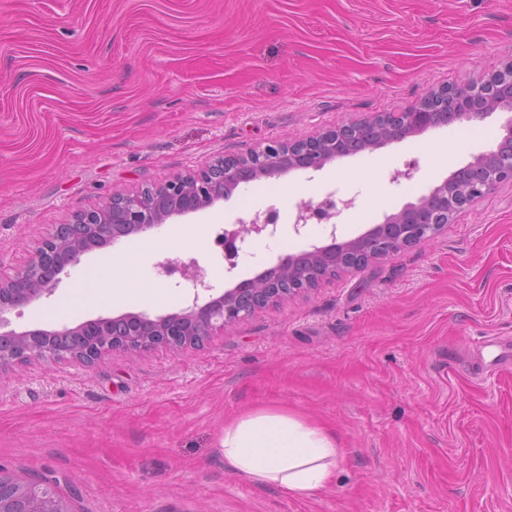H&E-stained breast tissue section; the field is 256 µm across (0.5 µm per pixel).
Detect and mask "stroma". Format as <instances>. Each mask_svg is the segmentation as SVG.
Wrapping results in <instances>:
<instances>
[{
    "label": "stroma",
    "mask_w": 512,
    "mask_h": 512,
    "mask_svg": "<svg viewBox=\"0 0 512 512\" xmlns=\"http://www.w3.org/2000/svg\"><path fill=\"white\" fill-rule=\"evenodd\" d=\"M512 62V0H0V277L58 225L115 193L220 156L294 142L464 85ZM512 108L456 120L319 169L237 187L168 225L84 254L52 295L0 316V334L57 330L193 298L168 257L197 260L214 294L286 253L362 235L495 150ZM453 141L451 156L435 151ZM410 178H402V171ZM354 199L335 233L229 267L224 225L327 194ZM203 227L204 250L165 246ZM171 302L112 301L113 256ZM512 186L428 243L320 281L198 348L116 350L94 366L32 360L0 375V467L54 477L71 512H512ZM286 410L336 435L344 459L307 497L228 471L224 424Z\"/></svg>",
    "instance_id": "1"
}]
</instances>
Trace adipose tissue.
<instances>
[{"instance_id":"obj_1","label":"adipose tissue","mask_w":512,"mask_h":512,"mask_svg":"<svg viewBox=\"0 0 512 512\" xmlns=\"http://www.w3.org/2000/svg\"><path fill=\"white\" fill-rule=\"evenodd\" d=\"M138 260L135 250L121 259L110 284L113 300L167 301V289L149 287L135 278ZM222 448L226 468L295 497L324 490L342 458L332 431L272 409H258L227 422Z\"/></svg>"}]
</instances>
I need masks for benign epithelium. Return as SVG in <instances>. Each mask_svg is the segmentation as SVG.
Instances as JSON below:
<instances>
[{
	"instance_id": "1",
	"label": "benign epithelium",
	"mask_w": 512,
	"mask_h": 512,
	"mask_svg": "<svg viewBox=\"0 0 512 512\" xmlns=\"http://www.w3.org/2000/svg\"><path fill=\"white\" fill-rule=\"evenodd\" d=\"M448 98V106L462 116L481 117L502 105L512 104V62L503 70L465 87L447 86L429 92L420 102L402 112L378 114L372 118L350 122L315 137L293 143L269 145L244 155L224 156L195 173L177 177L156 187L132 193H116L100 209L82 213L75 223L85 225V235L65 238L60 231L45 239L36 249L28 265L14 276L0 278V315L10 308L28 304L51 294L60 275L94 247L106 245L133 233H144L174 216L212 206L224 199V191L243 182L273 177L293 169H319L345 154L343 134L353 129H367L379 122L380 131L372 146L399 137V126L408 133H419L433 126L430 101ZM470 184L462 189L448 188L443 181L416 203L385 218L368 232L340 243L313 246L308 251L290 255L259 275L237 284L222 294L199 304L194 293L191 304L178 312L152 317L147 313H125L111 318L86 321L60 330L42 329L10 332L0 335V372L30 359L55 361L70 358L87 366L94 365L115 350L145 351L155 347L181 349L201 346L224 327L254 313L259 306L245 308L241 299L256 292H269L279 278L288 280L289 292L273 295L269 303H280L288 297L307 291V275H298L299 260L340 265L342 270L362 268L373 261L391 258L402 250L431 239L448 224L453 214L501 185L512 184V155L500 159L493 168L481 159L466 167ZM335 216V204L329 198L318 204L304 202L299 206L295 229L317 219L327 221ZM277 231L273 211L258 212L224 228L220 243L229 267L247 239L272 236ZM161 272H174L193 285H205L204 275L196 259L187 262L166 258L158 263ZM56 481L46 477L21 485L0 468V512H68L57 494Z\"/></svg>"
}]
</instances>
